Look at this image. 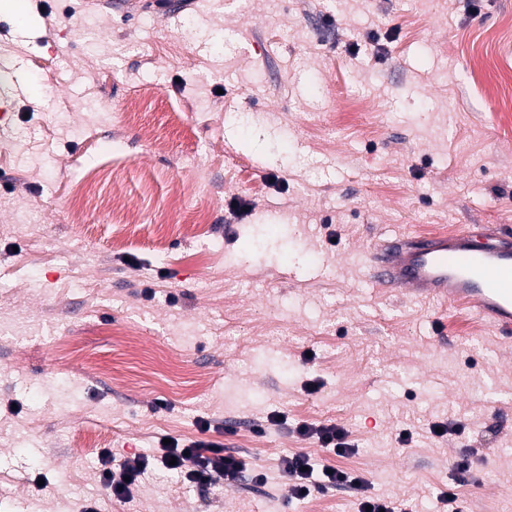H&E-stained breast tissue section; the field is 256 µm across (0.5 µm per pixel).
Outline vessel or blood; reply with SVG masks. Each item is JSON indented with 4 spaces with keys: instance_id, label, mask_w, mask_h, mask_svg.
Returning a JSON list of instances; mask_svg holds the SVG:
<instances>
[{
    "instance_id": "1",
    "label": "vessel or blood",
    "mask_w": 512,
    "mask_h": 512,
    "mask_svg": "<svg viewBox=\"0 0 512 512\" xmlns=\"http://www.w3.org/2000/svg\"><path fill=\"white\" fill-rule=\"evenodd\" d=\"M383 288L468 304L502 338L512 337V226L469 224L453 234L415 237L388 250L373 273Z\"/></svg>"
}]
</instances>
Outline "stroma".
Here are the masks:
<instances>
[{
  "instance_id": "35a3bbf8",
  "label": "stroma",
  "mask_w": 512,
  "mask_h": 512,
  "mask_svg": "<svg viewBox=\"0 0 512 512\" xmlns=\"http://www.w3.org/2000/svg\"><path fill=\"white\" fill-rule=\"evenodd\" d=\"M176 3L0 10V512H357L351 488L293 499L295 453L401 510L449 486L512 512V343L368 276L378 245L512 225V0ZM278 412L355 454L253 433ZM90 435L118 461L203 438L249 467L205 488L151 469L121 501ZM294 430L301 436L314 438L320 445L339 457H346L353 454L356 448L349 440V432L337 424L315 425L301 421L293 425Z\"/></svg>"
}]
</instances>
